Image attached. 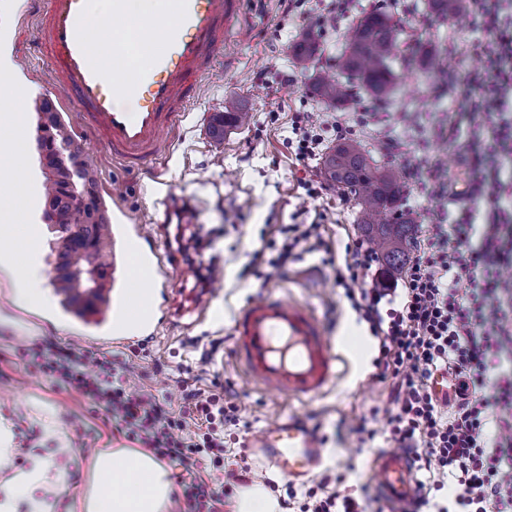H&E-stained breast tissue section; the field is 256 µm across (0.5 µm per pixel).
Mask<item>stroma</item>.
I'll return each mask as SVG.
<instances>
[{"instance_id":"obj_1","label":"stroma","mask_w":512,"mask_h":512,"mask_svg":"<svg viewBox=\"0 0 512 512\" xmlns=\"http://www.w3.org/2000/svg\"><path fill=\"white\" fill-rule=\"evenodd\" d=\"M30 7L31 0H0V120L10 122L22 113L33 125V104L54 98L55 92L49 83L31 82L25 72L29 66H45L32 54L35 24L23 19ZM374 10L399 21L404 43L429 42L448 58L452 72L480 67L472 44L483 34L473 30L470 15L442 25L426 12L425 0H349L347 10L333 16L323 11L320 0H242L239 19L162 154L133 169L119 165L102 147L83 145L99 185L124 187L103 196L111 216L125 224L153 223L171 195L189 199L196 217L191 224L164 227L174 262L167 287L156 291L159 324L151 341L140 337L112 344L104 312L81 317L67 311L54 287L49 290L50 320L20 310L10 299L9 276L0 271V419L12 431V453L0 464V484L39 460L47 474L51 512H80L95 456L137 448V441L113 429L110 415L21 358L24 349L36 344L71 345L129 361L127 391L153 395L172 410L184 406L175 388L182 380L236 405L238 422L224 428V456L263 475L274 495L289 500L288 512H299L312 489L365 499L366 512L383 506L369 485V462L390 446L381 412L389 404L393 381L379 376L378 338L337 287L335 271L319 265L315 255L302 254L264 286L238 278L264 242L279 238L286 225H318L323 240L337 250L361 231L352 196L327 184L320 161L298 159L291 129L297 112H323L329 120L348 124L353 138L380 163L397 166L407 180L418 154L444 159L453 181L443 194L425 198L407 191L402 196V210L416 225L449 223L464 203V186L455 177L467 166L464 146L472 127L466 122L456 132L448 130L456 83L440 87L421 70L398 64L396 90L382 110L372 109L363 92L336 107L319 102L313 92L316 75L331 69L342 51L352 20ZM300 13L307 21L298 30L293 17ZM306 31L314 36L320 56L314 66L301 69L293 62L292 48ZM20 58L26 67L17 66ZM230 95L251 120L220 140L212 134L213 120ZM270 293L311 305L334 339L356 336L362 342L361 353L340 363L336 383L315 400L269 397L229 354L238 310ZM207 352L212 359L201 364ZM288 412L302 414L325 448L323 465L304 481H289L246 446L256 432Z\"/></svg>"}]
</instances>
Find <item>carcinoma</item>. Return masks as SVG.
<instances>
[{
	"label": "carcinoma",
	"mask_w": 512,
	"mask_h": 512,
	"mask_svg": "<svg viewBox=\"0 0 512 512\" xmlns=\"http://www.w3.org/2000/svg\"><path fill=\"white\" fill-rule=\"evenodd\" d=\"M430 14L440 23H446L460 13L462 0H427ZM400 26L391 15L373 11L361 15L351 23L342 52L336 57V71L344 75L339 80L329 74L316 79L315 96L327 105H336L351 99L363 90L379 108L387 106L395 87L396 74L392 63L398 53H403L402 62L408 68H425L433 73L441 70L436 51L424 48L417 41L400 50ZM317 51L309 36H304L293 46V56L302 66L312 60ZM248 120L239 101L230 99L224 103V112L215 118L212 126L214 136H224V128L239 127ZM38 139L42 140L45 154L41 163L46 169V205L57 213H66L78 208L76 197L68 190L73 182L84 200L85 218L81 231L72 233L66 224L55 225L58 246L55 249L54 283L60 286L67 308L83 306L92 308L98 294L75 293L67 285L66 270L71 257L91 246L101 252L100 231L108 224L102 209L101 199L95 192L92 164L86 159L76 168L61 171L57 161L59 155L80 156L73 141L64 135L58 112L45 101L38 112ZM325 179L336 188L352 194L359 207V223L363 224L368 240L378 246L383 255L393 261L404 256V248L411 235V221L399 209V201L405 184L398 170L392 165H382L363 144L352 138L336 142V146L323 159Z\"/></svg>",
	"instance_id": "carcinoma-1"
}]
</instances>
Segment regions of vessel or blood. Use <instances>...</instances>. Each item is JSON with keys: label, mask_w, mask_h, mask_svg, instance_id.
<instances>
[{"label": "vessel or blood", "mask_w": 512, "mask_h": 512, "mask_svg": "<svg viewBox=\"0 0 512 512\" xmlns=\"http://www.w3.org/2000/svg\"><path fill=\"white\" fill-rule=\"evenodd\" d=\"M157 25L130 22V0H112L113 64L106 79L97 60L87 0H37L38 57L49 62L46 77L60 104L76 113L73 132L102 144L113 158L133 168L157 155L165 135L185 115L202 74L224 45V34L241 0H167ZM147 43L144 62L127 58L130 45ZM190 203L168 199L163 223L191 221ZM158 230L130 224L112 227L118 252L107 257L117 293L112 298V341L155 333L153 290L167 277L171 259L158 243ZM232 355L248 378L268 392L310 400L335 381L340 355L314 312L295 300L267 295L247 304L234 320ZM289 479L320 468L323 445L317 433L290 413L250 441ZM370 477L390 512H411L419 481L414 458L400 449L374 456Z\"/></svg>", "instance_id": "1"}]
</instances>
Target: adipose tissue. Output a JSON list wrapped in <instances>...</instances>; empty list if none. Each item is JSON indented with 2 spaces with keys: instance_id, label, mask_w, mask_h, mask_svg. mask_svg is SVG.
Returning a JSON list of instances; mask_svg holds the SVG:
<instances>
[{
  "instance_id": "1",
  "label": "adipose tissue",
  "mask_w": 512,
  "mask_h": 512,
  "mask_svg": "<svg viewBox=\"0 0 512 512\" xmlns=\"http://www.w3.org/2000/svg\"><path fill=\"white\" fill-rule=\"evenodd\" d=\"M39 238L15 236L14 250L25 257L23 263L0 252V266L14 269V298L33 311L49 302L46 278L38 260ZM94 481L81 502V512H169L172 483L166 468L151 456L128 448H117L96 456ZM46 480L41 465L13 475L10 484L0 489V512H15L18 501H28L31 512H48L49 505L33 492Z\"/></svg>"
}]
</instances>
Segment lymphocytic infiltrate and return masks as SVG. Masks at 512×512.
<instances>
[{
  "mask_svg": "<svg viewBox=\"0 0 512 512\" xmlns=\"http://www.w3.org/2000/svg\"><path fill=\"white\" fill-rule=\"evenodd\" d=\"M475 25L485 34L478 45L483 64L458 80L460 118L483 122L466 145L469 201L451 224L421 231L405 267L383 270L376 250L359 237L338 254L314 236L315 225L292 224L283 243L269 241L244 276L269 282L296 250L316 253L336 271V284L380 341V378L393 388L384 418L395 447L413 451L422 464H436L439 477H453L451 506L436 512H512V211L501 204L512 185L503 182L512 162V0H468ZM345 138L346 127L328 124L316 112L295 113L300 160L315 159L324 129ZM28 364L52 381L76 390L110 413L121 432L156 457L185 466L210 461L223 468L224 482L191 484L189 512H220L248 467L224 464V425L237 418L235 405L216 393L183 388L188 406L171 412L150 396L127 393L124 365L74 347L37 345L24 353ZM453 370L457 400L444 411L430 387L435 371ZM491 392H484L486 382Z\"/></svg>",
  "mask_w": 512,
  "mask_h": 512,
  "instance_id": "lymphocytic-infiltrate-1",
  "label": "lymphocytic infiltrate"
}]
</instances>
